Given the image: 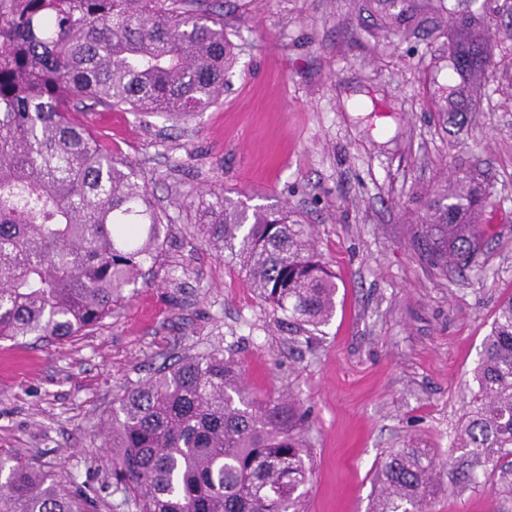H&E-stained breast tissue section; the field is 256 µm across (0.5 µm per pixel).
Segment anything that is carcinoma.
<instances>
[{
  "label": "carcinoma",
  "mask_w": 512,
  "mask_h": 512,
  "mask_svg": "<svg viewBox=\"0 0 512 512\" xmlns=\"http://www.w3.org/2000/svg\"><path fill=\"white\" fill-rule=\"evenodd\" d=\"M233 62L213 0H10L0 10V341L59 343L150 284L165 213L87 112L180 121L224 93ZM484 191L457 176L427 203L418 238L441 273L475 264L489 225ZM194 229L229 253L298 333L336 313V275L286 208L242 207L217 188ZM458 447L484 464L512 456V296L485 338ZM296 403L260 398L220 352L186 355L124 391L104 446L112 485L135 512H300L312 471ZM435 455L391 450L374 512H431ZM84 486L0 448V512H91Z\"/></svg>",
  "instance_id": "cac0c4a2"
}]
</instances>
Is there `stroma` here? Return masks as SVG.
I'll return each mask as SVG.
<instances>
[{
  "instance_id": "stroma-1",
  "label": "stroma",
  "mask_w": 512,
  "mask_h": 512,
  "mask_svg": "<svg viewBox=\"0 0 512 512\" xmlns=\"http://www.w3.org/2000/svg\"><path fill=\"white\" fill-rule=\"evenodd\" d=\"M234 62L184 123L96 112L168 231L158 286L64 344L0 342V447L128 512L104 448L115 398L178 357L233 356L249 389L306 411L304 512H371L388 451L438 463L433 512H512V482L460 479L456 446L499 304L512 296V0H222ZM476 21L492 62L476 107L449 112L448 34ZM468 172L492 194L476 265L441 274L414 242L425 203ZM309 224L336 315L293 335L230 257L202 245L189 195L210 187Z\"/></svg>"
}]
</instances>
